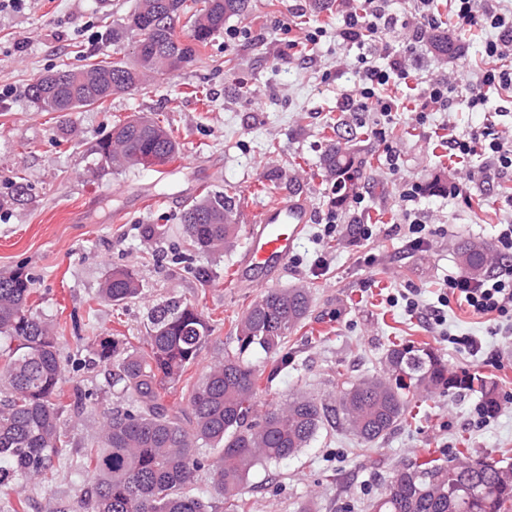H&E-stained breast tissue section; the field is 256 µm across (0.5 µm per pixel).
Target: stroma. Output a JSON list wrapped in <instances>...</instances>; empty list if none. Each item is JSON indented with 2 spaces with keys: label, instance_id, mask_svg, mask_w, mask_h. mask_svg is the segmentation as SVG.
I'll return each instance as SVG.
<instances>
[{
  "label": "stroma",
  "instance_id": "stroma-1",
  "mask_svg": "<svg viewBox=\"0 0 512 512\" xmlns=\"http://www.w3.org/2000/svg\"><path fill=\"white\" fill-rule=\"evenodd\" d=\"M134 3L24 0L21 8L0 12V274L21 267L34 280L31 300L61 346L62 399L78 385L96 392L81 418H63L71 451L90 446L105 416L123 403L107 382L111 365L92 363L87 337L117 336L140 350L151 306L172 297L197 306L212 333L196 363L167 388L168 400H179L213 356L235 352L234 323L260 294L234 280L250 220L280 197L301 196L312 222L280 285L309 287L312 304L289 333L288 364L261 393V405L294 393L338 395L347 383L385 374L386 350L400 343L433 349L449 368L484 378L498 409L489 423L475 425V408L485 401L475 387L412 402L411 418L371 444L341 422L322 429L296 457L251 471L252 512H300L305 505L312 512H372L393 470L423 454L444 462L484 457L512 468V321L501 320L494 336L486 317L457 301L445 307L439 301L459 270L454 243H495L498 224L512 220L500 204L512 192V170L448 153L449 134L470 132L482 114L460 103L422 120L417 90L392 86L388 93L400 110L379 138L378 114L344 112L337 103L338 89L351 86L359 68L357 46L336 36L343 8L317 0H250L246 15L229 18L196 61L162 76L151 93L115 95L79 109L70 116V131L61 130L58 113L30 100L29 85L64 65L77 69L131 55L133 41L113 45L106 22L125 17ZM385 8L406 21L388 40L396 51H409L419 78L472 76L481 68L482 34L456 26L448 0H435L433 9L449 39L464 48L456 59L413 41L414 30L424 27L417 0H385ZM319 27L325 34L310 56L290 47V40ZM135 114L170 126L178 154L161 166L95 170L89 148ZM340 123L352 128L366 159L355 181L365 199L356 210L340 206L331 229L323 219L336 182L321 160ZM390 150L399 156L395 171L385 161ZM440 175L463 185V194L424 193L408 205L400 200L404 185ZM212 189L228 190L239 202L240 230L220 255L199 252L182 232L186 206ZM411 210L432 231L420 249L408 245ZM149 224L162 238H145ZM361 224L370 225V238L359 236ZM115 268L140 280V298L119 306L100 298ZM408 289L418 294V312L394 301ZM436 309L443 324L431 317ZM452 334L475 337L482 347L451 344ZM493 350L499 365H485ZM88 487L85 474L65 460L49 481H29L19 492L0 489V512L21 500L26 512H52L61 500L78 507Z\"/></svg>",
  "mask_w": 512,
  "mask_h": 512
}]
</instances>
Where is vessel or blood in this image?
I'll list each match as a JSON object with an SVG mask.
<instances>
[{
  "label": "vessel or blood",
  "instance_id": "1",
  "mask_svg": "<svg viewBox=\"0 0 512 512\" xmlns=\"http://www.w3.org/2000/svg\"><path fill=\"white\" fill-rule=\"evenodd\" d=\"M310 219L309 208L301 202L265 207L248 229L234 266L237 280L252 288L273 285L287 271Z\"/></svg>",
  "mask_w": 512,
  "mask_h": 512
}]
</instances>
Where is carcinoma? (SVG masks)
I'll use <instances>...</instances> for the list:
<instances>
[{
  "label": "carcinoma",
  "instance_id": "carcinoma-1",
  "mask_svg": "<svg viewBox=\"0 0 512 512\" xmlns=\"http://www.w3.org/2000/svg\"><path fill=\"white\" fill-rule=\"evenodd\" d=\"M248 8L249 0H135L133 10L112 23V43L129 36L139 43L133 59L114 57L81 69H58L30 84L28 96L44 111L64 118L114 95L148 93L158 76L193 62L199 48L224 32L227 19ZM181 26L188 36L178 33ZM424 38L440 56L459 52L445 32L432 30ZM178 151L173 133L145 118L114 125L90 148L103 169L136 168L148 156L163 165ZM323 165L339 180L357 173L362 159L352 148L333 145ZM237 210L235 197L210 190L185 210L184 234L198 250L220 253L238 233ZM456 257L475 279L492 269L491 246L484 240L458 244ZM141 290L131 271L114 269L99 293L119 305L138 298ZM33 293L32 278L23 269L0 275V341L11 345L9 353L0 354V488L20 490L25 481L53 472L67 451L62 413L79 416L92 401L87 391L74 393L70 403L61 401L58 337L33 311ZM309 308L306 287L268 289L236 320L239 353L260 350L269 358L278 356ZM210 335V322L201 311L168 300L151 308L143 351L115 336L90 338L95 360L115 366L112 386L120 387L128 406L111 412L101 425L98 445L85 449L75 462L90 476L83 503L88 512H210L192 494L204 471L224 493L225 512H251L243 489L256 465L298 454L338 419L372 443L408 412L409 394L377 375L328 401L300 394L260 412L262 372L228 353L210 363L200 382L188 389L185 403L166 402V385L181 379ZM385 365L395 378L408 377L413 393L425 397L470 389L476 380L450 369L424 347L394 344L387 349ZM506 473L512 474V468L486 459L478 470H465L458 461L423 459L394 470L384 494L372 504L373 512H507L512 484L502 482Z\"/></svg>",
  "mask_w": 512,
  "mask_h": 512
}]
</instances>
